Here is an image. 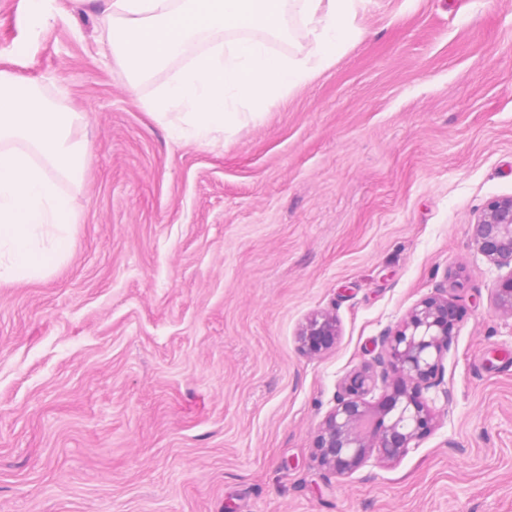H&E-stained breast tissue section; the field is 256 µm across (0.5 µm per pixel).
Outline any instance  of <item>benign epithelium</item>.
I'll return each instance as SVG.
<instances>
[{
  "mask_svg": "<svg viewBox=\"0 0 512 512\" xmlns=\"http://www.w3.org/2000/svg\"><path fill=\"white\" fill-rule=\"evenodd\" d=\"M470 228L480 255L498 269H509L497 282L496 300L511 317L512 197L491 201ZM455 312L448 289L439 286L396 329L380 337L379 351L344 380L341 395L323 419L313 445L322 466L344 476L361 467L373 452L382 460L395 461L433 427L424 394L438 389L445 402L451 400L443 387L442 360L451 346ZM336 335V318L320 312L302 326L299 340L307 354L318 355L334 344ZM380 384L391 388L383 395L386 406L368 399Z\"/></svg>",
  "mask_w": 512,
  "mask_h": 512,
  "instance_id": "benign-epithelium-1",
  "label": "benign epithelium"
}]
</instances>
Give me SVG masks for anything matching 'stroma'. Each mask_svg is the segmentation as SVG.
Returning <instances> with one entry per match:
<instances>
[{
	"label": "stroma",
	"instance_id": "35a3bbf8",
	"mask_svg": "<svg viewBox=\"0 0 512 512\" xmlns=\"http://www.w3.org/2000/svg\"><path fill=\"white\" fill-rule=\"evenodd\" d=\"M0 0V70L83 116L69 256L0 283V512H512V318L470 226L512 196V0H361V36L254 121L172 140L100 0ZM445 286L435 426L338 477L344 379ZM335 316L336 343L298 332ZM54 0H39L32 12L29 11L28 20L32 29H43L54 20L56 13L52 7ZM336 318L328 312L312 316L298 334L303 350L309 355H318L332 346L336 340Z\"/></svg>",
	"mask_w": 512,
	"mask_h": 512
}]
</instances>
